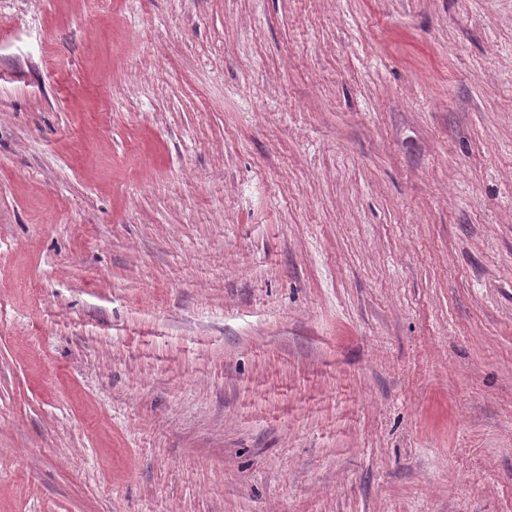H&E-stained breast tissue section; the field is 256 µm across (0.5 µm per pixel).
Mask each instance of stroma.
I'll return each mask as SVG.
<instances>
[{"instance_id":"obj_1","label":"stroma","mask_w":512,"mask_h":512,"mask_svg":"<svg viewBox=\"0 0 512 512\" xmlns=\"http://www.w3.org/2000/svg\"><path fill=\"white\" fill-rule=\"evenodd\" d=\"M0 512H512V0H0Z\"/></svg>"}]
</instances>
